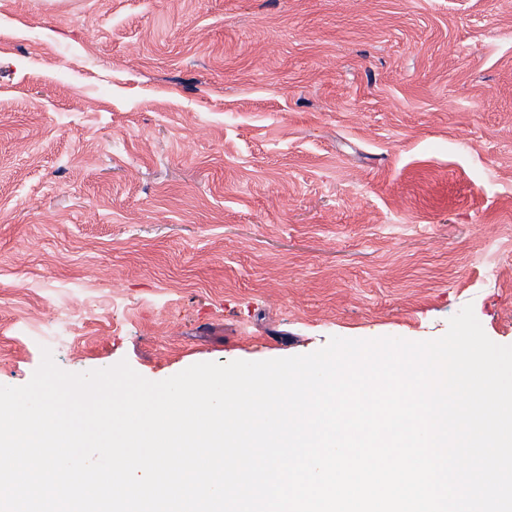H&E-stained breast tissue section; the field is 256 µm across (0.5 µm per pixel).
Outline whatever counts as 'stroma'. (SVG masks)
<instances>
[{
  "label": "stroma",
  "instance_id": "1",
  "mask_svg": "<svg viewBox=\"0 0 512 512\" xmlns=\"http://www.w3.org/2000/svg\"><path fill=\"white\" fill-rule=\"evenodd\" d=\"M468 304L512 345V0H0V385Z\"/></svg>",
  "mask_w": 512,
  "mask_h": 512
}]
</instances>
